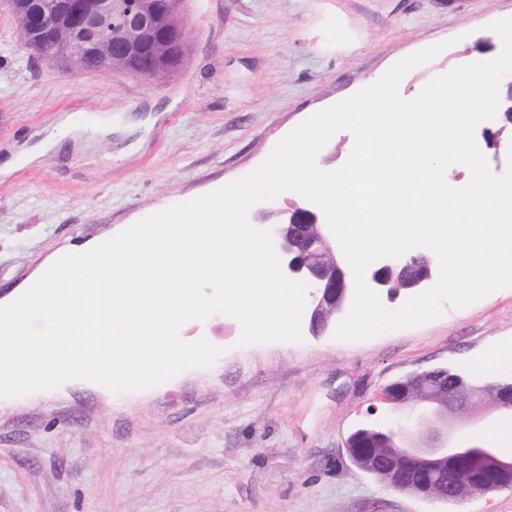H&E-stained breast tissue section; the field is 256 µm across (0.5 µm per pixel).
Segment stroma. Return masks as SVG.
Here are the masks:
<instances>
[{"label": "stroma", "instance_id": "stroma-1", "mask_svg": "<svg viewBox=\"0 0 512 512\" xmlns=\"http://www.w3.org/2000/svg\"><path fill=\"white\" fill-rule=\"evenodd\" d=\"M222 2L186 0L188 63L147 80L69 76L23 48L0 0L1 305L60 253L246 176L401 59L444 46L402 78L409 100L461 58L498 56L489 25L512 17V0ZM73 114L112 126L43 150ZM301 334L242 346L240 322L215 313L179 330L220 347L208 367L140 391L73 380L0 398V512H512L508 490L455 505L389 489L344 448L391 419L388 384L439 366L471 377L511 343L512 288L364 341Z\"/></svg>", "mask_w": 512, "mask_h": 512}]
</instances>
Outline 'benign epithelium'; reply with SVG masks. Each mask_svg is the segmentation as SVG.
<instances>
[{
  "label": "benign epithelium",
  "instance_id": "benign-epithelium-1",
  "mask_svg": "<svg viewBox=\"0 0 512 512\" xmlns=\"http://www.w3.org/2000/svg\"><path fill=\"white\" fill-rule=\"evenodd\" d=\"M161 5L145 6V0H79L61 4V12L72 13L76 30L91 36L95 47L108 45L123 61L133 55H168L169 46L160 41L155 15ZM284 274L310 288L309 326L318 336L332 326L348 301V271L335 257V238L328 225L318 223L308 212H295L289 219L269 225ZM400 275L423 288L432 278L431 267L422 255L410 253L379 261L367 269L365 281L372 288H385L386 271ZM445 384H436L441 376ZM493 396V412L512 418V381L488 382L481 388L461 374L436 367L410 373L385 389L384 400L405 410L413 425L428 429L427 441L417 442L410 428L398 424L370 438L372 429L362 427L345 441L351 462L362 472L378 475L401 492L449 503H462L472 493L512 491V454L485 444L473 434L464 440L452 436L448 417L468 414L471 422L484 414L483 392Z\"/></svg>",
  "mask_w": 512,
  "mask_h": 512
}]
</instances>
